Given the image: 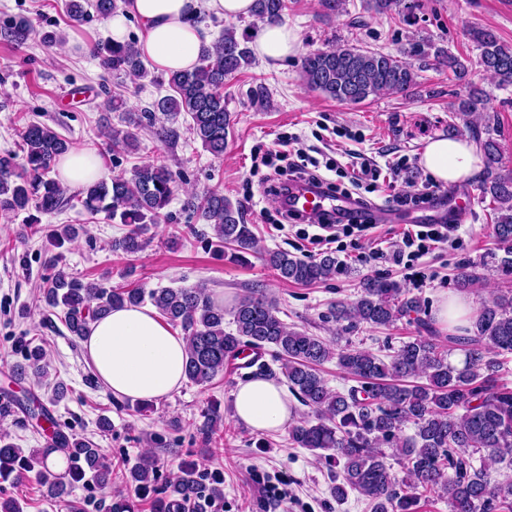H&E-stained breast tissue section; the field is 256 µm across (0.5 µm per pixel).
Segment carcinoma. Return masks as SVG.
Returning a JSON list of instances; mask_svg holds the SVG:
<instances>
[{"label":"carcinoma","instance_id":"cac0c4a2","mask_svg":"<svg viewBox=\"0 0 512 512\" xmlns=\"http://www.w3.org/2000/svg\"><path fill=\"white\" fill-rule=\"evenodd\" d=\"M320 17L338 19L348 13L347 0H319ZM94 9L102 18L118 8V0H65L68 16L78 22ZM364 8L406 24L412 22L413 5L406 0H367ZM287 0H254L253 16L262 22H281ZM33 32L25 20L6 25L0 34L16 45ZM479 51V65L501 86L512 85V45L495 30L467 29ZM101 68L131 80L144 79L148 70L135 44L110 42L95 48ZM419 56L448 80L469 90L457 95L451 106V132H467L484 157L479 187L493 211V233L498 250L493 254L498 272L512 276V168L502 158L498 139V116L487 111L486 93L469 85V67L459 56L435 45L414 43L401 56L342 44L317 49L302 56L300 77L311 91L338 103L358 105L383 93L407 94L418 85V73L406 57ZM252 63L246 36L236 27H224L215 41L202 46L199 63L191 70L169 73L177 96L158 99L150 108L126 117L128 129L107 133L112 153H130L137 146L136 130L150 128L169 144L180 138L169 117L180 111L190 114V130L203 148L215 157L224 154L231 114L224 105V80ZM22 170L11 154L0 156V212L18 213L33 206L53 214L77 201L89 216L100 214L128 227L112 240L110 250L135 254L148 243V226L168 218L163 210L175 192V179L168 165L159 160L134 167L130 173L102 178L72 195L69 188L51 176L55 161L73 148L72 142L40 122H30L21 133ZM185 206L212 224L214 251L228 249L231 257L259 254L286 281L312 286L339 271L336 257L328 254L312 260L287 251L264 250L251 225L244 223L241 208L224 194L208 191L192 196ZM60 257L49 259L55 269L40 289L45 307L61 309L73 336L83 338L90 324L112 308L150 301L161 317L186 335L185 374L196 385H207L244 351L275 352L289 390L315 417H302L292 427L290 439L298 448L323 451V458L336 462L339 482L332 488L338 500L355 491L365 497L371 512H420L421 504L448 501V512H512V482L492 483L476 460L512 459V385L498 376L499 356L512 353V289L506 288L474 314L472 329L463 334L440 335L424 302L390 280L365 278L355 300L330 306L328 318L344 333L363 324L391 326L403 319L415 324L417 335L405 341L384 359L358 347L334 348L303 330L289 328L277 315L275 305L259 291L241 297L230 312L235 329H224V308L215 304L203 288H104L95 282L74 278L58 268ZM485 263L473 262L457 280V288L471 291L484 280ZM460 351L463 364L449 360L447 345ZM17 346L25 364L18 368L42 380L49 364L44 351L32 340ZM337 359L340 368L358 385L345 391L332 390L319 367ZM425 382L418 383L416 379ZM27 415L53 429L52 445L22 455L0 436V478L35 474L51 498L69 504L72 485L91 481L105 488L112 483V469L89 440L73 438L56 427L48 409L35 396L26 398ZM414 434L404 440L399 432L406 425ZM50 451H61L67 460L62 477L46 466ZM393 456L410 480L399 482L385 463ZM157 479V461L144 458L128 472V480L143 493ZM194 463L183 466L169 495L153 500L154 512H177L179 502L196 495Z\"/></svg>","mask_w":512,"mask_h":512}]
</instances>
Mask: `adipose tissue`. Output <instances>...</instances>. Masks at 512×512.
I'll return each mask as SVG.
<instances>
[{"label":"adipose tissue","mask_w":512,"mask_h":512,"mask_svg":"<svg viewBox=\"0 0 512 512\" xmlns=\"http://www.w3.org/2000/svg\"><path fill=\"white\" fill-rule=\"evenodd\" d=\"M254 0H129L122 13L108 17L113 39L124 42L129 18H137L144 36L138 49L158 68L187 70L198 60L204 32L193 18L200 8L235 21L252 15ZM297 31L286 23L261 24L252 43L255 55L269 67L294 57ZM421 163L438 183H463L481 172L473 143L464 138L430 140ZM57 177L78 187L101 179L98 157L85 148L72 149L57 162ZM82 347L104 388L114 397L157 401L171 395L184 380L186 340L173 333L155 311L117 307L90 324ZM233 417L253 431H282L295 414L283 386L264 377L238 383L232 393Z\"/></svg>","instance_id":"ef3b65f1"}]
</instances>
